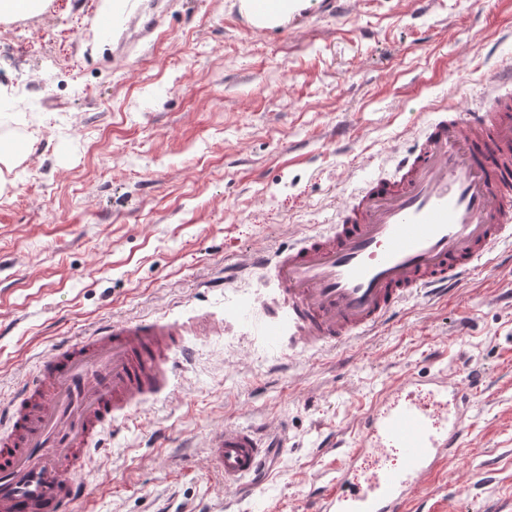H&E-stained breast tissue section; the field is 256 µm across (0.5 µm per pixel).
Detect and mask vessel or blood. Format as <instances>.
I'll return each instance as SVG.
<instances>
[{"label":"vessel or blood","instance_id":"obj_1","mask_svg":"<svg viewBox=\"0 0 512 512\" xmlns=\"http://www.w3.org/2000/svg\"><path fill=\"white\" fill-rule=\"evenodd\" d=\"M287 0H241L254 30L273 25ZM512 242V72L495 76L483 103L433 109L398 153L391 174L364 179L336 204L328 228L246 267L272 273L279 300L266 328L288 327L302 345L343 344L385 325L410 296L444 295L502 262ZM221 324L158 317L111 322L40 359L35 376L0 399V512H72L87 496L80 475L89 448L140 400L168 393L196 351L188 336H218ZM487 384L473 373L431 381L438 411L391 383L362 414L353 449L311 512H406L422 481L458 447L464 413ZM270 441L253 427L213 433L208 458L231 487L251 477ZM397 455L370 472L365 459Z\"/></svg>","mask_w":512,"mask_h":512}]
</instances>
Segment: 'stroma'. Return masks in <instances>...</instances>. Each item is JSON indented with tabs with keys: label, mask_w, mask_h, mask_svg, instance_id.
<instances>
[{
	"label": "stroma",
	"mask_w": 512,
	"mask_h": 512,
	"mask_svg": "<svg viewBox=\"0 0 512 512\" xmlns=\"http://www.w3.org/2000/svg\"><path fill=\"white\" fill-rule=\"evenodd\" d=\"M48 0L0 23V394L98 324L223 322L194 337L166 395L135 404L89 454L74 512H307L339 466L335 440L393 379L478 370L466 432L417 490L428 512H512V265L334 349L266 340L262 274L225 281L330 223L349 186L384 172L425 109L474 107L512 63V0H327L254 33L238 0ZM113 16L111 29L98 25ZM230 424L287 451L225 487L206 458Z\"/></svg>",
	"instance_id": "obj_1"
}]
</instances>
